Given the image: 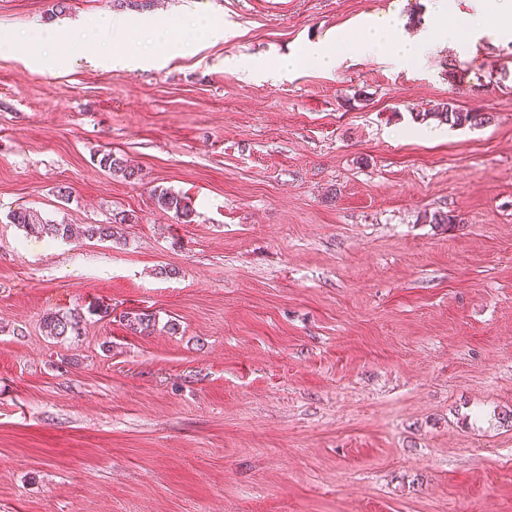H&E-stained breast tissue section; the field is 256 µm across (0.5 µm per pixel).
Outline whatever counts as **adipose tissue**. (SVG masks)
<instances>
[{"label":"adipose tissue","instance_id":"adipose-tissue-1","mask_svg":"<svg viewBox=\"0 0 512 512\" xmlns=\"http://www.w3.org/2000/svg\"><path fill=\"white\" fill-rule=\"evenodd\" d=\"M446 0H434L433 21L425 31L408 35L403 29L399 9L370 17L358 33L337 35L331 42L304 47L300 52L274 60L262 61V68L290 71L301 66L326 70L336 68L340 58L355 51L364 56H390L403 63L420 60L433 43L443 41L464 48L475 35L488 34L502 41H512V0H480L476 20L460 27L442 21Z\"/></svg>","mask_w":512,"mask_h":512}]
</instances>
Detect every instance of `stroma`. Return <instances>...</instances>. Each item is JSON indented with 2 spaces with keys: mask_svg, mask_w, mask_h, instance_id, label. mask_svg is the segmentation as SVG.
Segmentation results:
<instances>
[{
  "mask_svg": "<svg viewBox=\"0 0 512 512\" xmlns=\"http://www.w3.org/2000/svg\"><path fill=\"white\" fill-rule=\"evenodd\" d=\"M57 1L0 0V512H512V42L247 79L430 0ZM107 14L224 38L107 59ZM21 207L132 220L62 241ZM428 116L451 126H463L466 124H469V126H481L491 120L484 113L460 111L450 101L438 103L433 111L428 113ZM187 199L185 196L164 189H161L159 192L155 190L153 194L154 204L159 209L164 211L173 210L185 223L191 222V215L193 214L191 202ZM9 219L12 224H18L25 228L28 233L36 234L38 237L70 239L73 236L69 224H48L42 221L37 211L28 208L12 211L9 214ZM118 213L114 217V221H112L111 224H90L87 225L85 230L83 231V235L86 238H97L100 240H112L114 238L117 239V235H119V231L121 230L118 228V224H127V222H130L132 218L129 220V215ZM82 316L79 313H49L44 316L43 329L46 336L58 340L66 336H77L81 330Z\"/></svg>",
  "mask_w": 512,
  "mask_h": 512,
  "instance_id": "obj_1",
  "label": "stroma"
}]
</instances>
